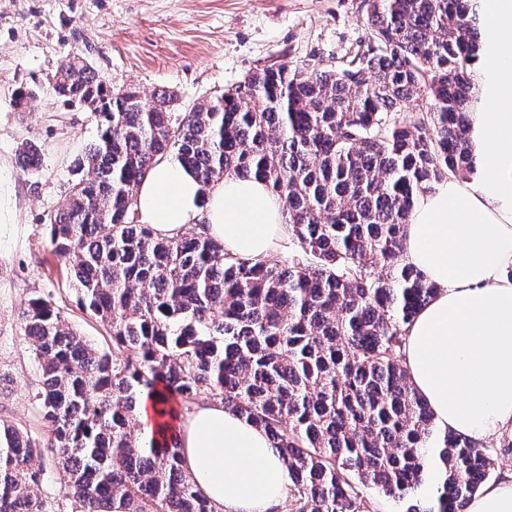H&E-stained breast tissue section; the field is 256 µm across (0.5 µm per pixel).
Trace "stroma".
Listing matches in <instances>:
<instances>
[{"mask_svg": "<svg viewBox=\"0 0 512 512\" xmlns=\"http://www.w3.org/2000/svg\"><path fill=\"white\" fill-rule=\"evenodd\" d=\"M370 36L362 0H0V162L10 169L18 215L0 230V376L8 381L1 422L47 440L33 398L37 363L19 319L30 297L52 302L94 346L112 348L47 233L75 180L73 163L97 133L89 110L52 91L67 57H84L112 88L165 89L188 107L266 67L345 61ZM21 87L36 98L18 114L11 102ZM29 140L41 164L24 173L17 154Z\"/></svg>", "mask_w": 512, "mask_h": 512, "instance_id": "1", "label": "stroma"}]
</instances>
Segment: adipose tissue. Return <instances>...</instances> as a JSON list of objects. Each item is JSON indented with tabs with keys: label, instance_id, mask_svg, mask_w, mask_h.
Listing matches in <instances>:
<instances>
[{
	"label": "adipose tissue",
	"instance_id": "obj_1",
	"mask_svg": "<svg viewBox=\"0 0 512 512\" xmlns=\"http://www.w3.org/2000/svg\"><path fill=\"white\" fill-rule=\"evenodd\" d=\"M480 97L473 144L480 175L446 179L419 195L406 259L437 292L410 324L409 380L436 426L482 442L512 429V0H482ZM137 221L168 238L205 223L226 252L268 257L287 234L284 206L263 181L228 174L202 187L173 157L136 191ZM142 395L138 416L155 436L176 432L185 470L218 512H280L291 472L264 431L218 400L173 418Z\"/></svg>",
	"mask_w": 512,
	"mask_h": 512
}]
</instances>
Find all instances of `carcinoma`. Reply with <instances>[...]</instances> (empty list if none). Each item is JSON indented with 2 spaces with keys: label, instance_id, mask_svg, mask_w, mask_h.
Instances as JSON below:
<instances>
[{
  "label": "carcinoma",
  "instance_id": "obj_1",
  "mask_svg": "<svg viewBox=\"0 0 512 512\" xmlns=\"http://www.w3.org/2000/svg\"><path fill=\"white\" fill-rule=\"evenodd\" d=\"M368 42L307 73L265 68L180 111L167 90L113 91L80 56L56 96L91 105L97 138L49 217L53 254L80 305L112 338L102 351L40 296L21 321L39 367L41 445L0 434V512H52L36 490L57 465L71 512H216L187 475L178 440L136 429L137 404L200 395L266 431L288 465L286 512H465L492 452L441 431L411 387L406 330L435 286L407 262L418 195L474 173L481 0H363ZM36 98L19 88L16 112ZM421 100L401 115L404 103ZM204 186L226 174L266 182L286 204L304 257L270 264L224 251L205 225L172 238L136 220V187L169 154ZM40 148L21 144L24 172ZM442 465L433 505L419 490Z\"/></svg>",
  "mask_w": 512,
  "mask_h": 512
}]
</instances>
